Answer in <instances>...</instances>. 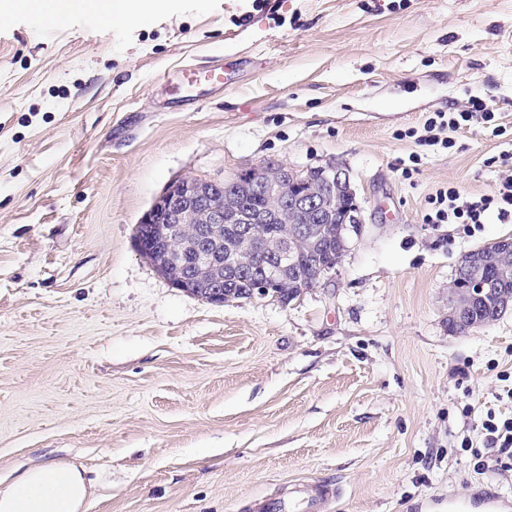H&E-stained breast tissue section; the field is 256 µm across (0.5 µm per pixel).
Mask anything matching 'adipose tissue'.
Returning <instances> with one entry per match:
<instances>
[{"label": "adipose tissue", "instance_id": "1", "mask_svg": "<svg viewBox=\"0 0 512 512\" xmlns=\"http://www.w3.org/2000/svg\"><path fill=\"white\" fill-rule=\"evenodd\" d=\"M168 7L167 0H0V20L47 13L64 25L80 15L119 30ZM87 497L88 482L78 467L54 463L30 469L0 490V512H79Z\"/></svg>", "mask_w": 512, "mask_h": 512}]
</instances>
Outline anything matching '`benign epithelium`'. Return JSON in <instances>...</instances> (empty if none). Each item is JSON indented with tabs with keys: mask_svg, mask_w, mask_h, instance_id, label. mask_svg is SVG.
<instances>
[{
	"mask_svg": "<svg viewBox=\"0 0 512 512\" xmlns=\"http://www.w3.org/2000/svg\"><path fill=\"white\" fill-rule=\"evenodd\" d=\"M327 189L320 191L310 185L302 171L274 161H266L222 181H207L184 177L167 187L142 217L143 224L162 225L163 248L145 243L136 237L139 252L175 287L222 305L233 300L225 291V283L243 275L256 281L259 295L271 300L281 299L280 288L290 275L299 272L298 259L288 238L270 239L259 224L274 222L293 225V233L309 241L322 238L336 220V195L343 192L355 197L347 170L327 166ZM231 187L241 194L261 192L270 202L269 212L262 217L244 213L233 204V197L224 196ZM301 211L313 212L316 224H297ZM345 229L358 233L362 229L361 208L353 202L344 217ZM226 224L238 225L240 246L229 249L224 262L217 260L222 229ZM512 255V239L502 238L490 244L488 257L505 259ZM475 290L456 304L449 316L455 324L465 326L468 303L487 291L491 284L483 277L482 265L471 272Z\"/></svg>",
	"mask_w": 512,
	"mask_h": 512,
	"instance_id": "7a95c632",
	"label": "benign epithelium"
}]
</instances>
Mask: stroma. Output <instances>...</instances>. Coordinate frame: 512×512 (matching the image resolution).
Wrapping results in <instances>:
<instances>
[{"instance_id": "stroma-1", "label": "stroma", "mask_w": 512, "mask_h": 512, "mask_svg": "<svg viewBox=\"0 0 512 512\" xmlns=\"http://www.w3.org/2000/svg\"><path fill=\"white\" fill-rule=\"evenodd\" d=\"M213 60L227 88L173 111L179 68ZM472 96L512 127V0L0 22V483L75 464L84 512H263L301 482L338 487L317 512L512 500V470L460 446L512 416V311L448 328L460 261L512 223L422 221L437 188L488 194L512 173V141L478 126L419 145ZM264 161L348 170L364 224L335 278L221 306L173 288L134 246L142 215L176 178Z\"/></svg>"}]
</instances>
